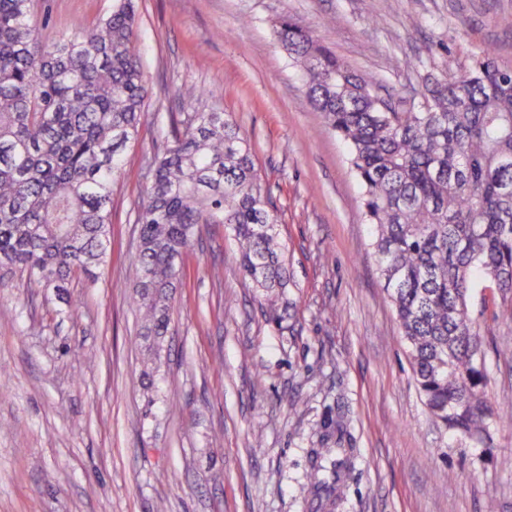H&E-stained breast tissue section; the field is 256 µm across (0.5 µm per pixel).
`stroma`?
Returning <instances> with one entry per match:
<instances>
[{
	"label": "stroma",
	"mask_w": 512,
	"mask_h": 512,
	"mask_svg": "<svg viewBox=\"0 0 512 512\" xmlns=\"http://www.w3.org/2000/svg\"><path fill=\"white\" fill-rule=\"evenodd\" d=\"M112 0H39L51 42ZM147 110L114 188L111 251L96 278L32 288L0 268V512H512V422L477 444L428 412L363 221L349 150L274 39L291 20L398 110L426 75L512 65V0H139ZM251 140L286 246L282 324L205 227L172 300L159 355L140 336L130 261L146 164L188 107L184 86ZM221 270L214 279L213 270ZM495 407L512 408V326L475 279ZM353 467L334 505L311 492V451L336 425Z\"/></svg>",
	"instance_id": "1"
}]
</instances>
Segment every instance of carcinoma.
<instances>
[{"instance_id": "cac0c4a2", "label": "carcinoma", "mask_w": 512, "mask_h": 512, "mask_svg": "<svg viewBox=\"0 0 512 512\" xmlns=\"http://www.w3.org/2000/svg\"><path fill=\"white\" fill-rule=\"evenodd\" d=\"M136 0H112L93 28L75 24L52 43L38 36L34 0H0V266L43 288H66L106 262L112 187L139 134L147 97ZM277 42L301 64L308 94L347 144L363 188L375 255L411 348L417 385L434 418L483 442L496 419L486 394L481 334L468 313L473 278L502 295L512 323V67L486 49L457 78H424L426 95L404 112L372 90L312 32L290 22ZM204 94L148 162L132 263L141 335L167 334L171 300L202 227L224 224L238 267L284 320L288 268L278 215L252 144ZM314 468V491L333 500L350 466L336 449Z\"/></svg>"}]
</instances>
